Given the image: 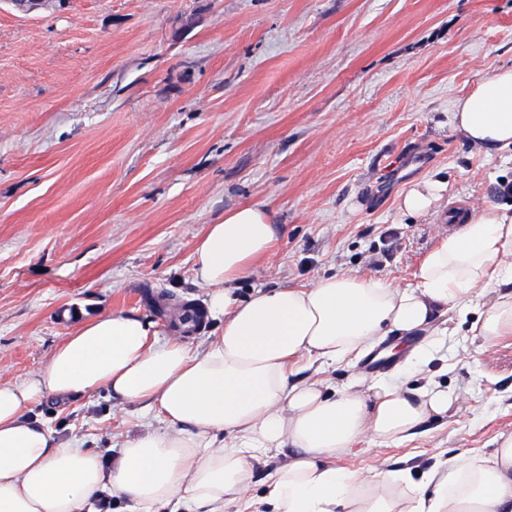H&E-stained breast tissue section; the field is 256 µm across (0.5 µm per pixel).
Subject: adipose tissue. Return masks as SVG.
<instances>
[{
	"mask_svg": "<svg viewBox=\"0 0 512 512\" xmlns=\"http://www.w3.org/2000/svg\"><path fill=\"white\" fill-rule=\"evenodd\" d=\"M452 127L492 155L512 148V68L483 73L453 104ZM269 212L243 206L207 225L194 245V273L210 290L224 327L190 351L158 342L151 322L111 313L84 323L45 364L0 382V512H96L100 500L129 512H512V432L491 456L458 454L423 471L381 470L365 478L337 467L362 435L386 445L412 441L455 400L430 358L412 349L402 364L416 382L384 380L338 388L301 378L303 363L326 368L373 349L396 332L412 335L448 313L466 314L485 291L478 319L487 342L512 336V209L491 205L445 235L422 259L413 284L334 274L232 296L234 284L273 255ZM106 391L140 403L165 426L125 438L110 460L79 440H60L34 409ZM290 447L265 493L245 498L255 462Z\"/></svg>",
	"mask_w": 512,
	"mask_h": 512,
	"instance_id": "ef3b65f1",
	"label": "adipose tissue"
}]
</instances>
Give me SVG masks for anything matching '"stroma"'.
Instances as JSON below:
<instances>
[{
  "mask_svg": "<svg viewBox=\"0 0 512 512\" xmlns=\"http://www.w3.org/2000/svg\"><path fill=\"white\" fill-rule=\"evenodd\" d=\"M491 67H512V0H0V381L109 312L174 338L146 291L207 305L194 244L243 205L272 213L279 245L237 297L335 273L413 283L450 206H512V151L451 127ZM424 179L442 199L403 213ZM494 298L407 339L432 351L463 423L399 447L360 438L337 466L425 469L512 431V336L489 347L472 329ZM40 413L104 456L145 422L102 391ZM446 184L437 180H424L414 183L402 196L400 209L411 215L428 213L442 198Z\"/></svg>",
  "mask_w": 512,
  "mask_h": 512,
  "instance_id": "35a3bbf8",
  "label": "stroma"
}]
</instances>
